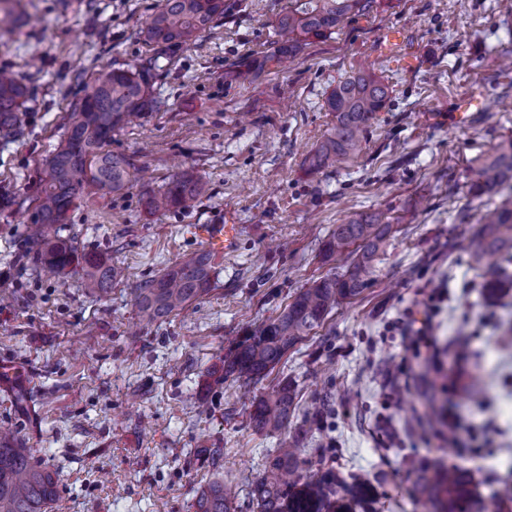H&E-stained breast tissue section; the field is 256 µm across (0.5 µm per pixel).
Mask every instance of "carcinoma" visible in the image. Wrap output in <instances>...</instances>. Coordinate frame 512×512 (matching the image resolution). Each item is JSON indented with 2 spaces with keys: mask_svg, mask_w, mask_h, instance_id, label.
<instances>
[{
  "mask_svg": "<svg viewBox=\"0 0 512 512\" xmlns=\"http://www.w3.org/2000/svg\"><path fill=\"white\" fill-rule=\"evenodd\" d=\"M376 0H292L276 21L275 53L290 58L300 54L305 41L322 38L342 28L356 14L371 11ZM224 13V0H164L142 31L145 42L160 48L194 40ZM149 69L129 65L111 68L98 78L67 114L61 140L44 163L38 204L27 225L33 259L42 267L64 274L81 272L85 286L106 294L122 279L123 270L101 252L86 251L71 238L51 234L66 223L77 201L97 193L118 194L136 179L133 164L107 150L112 132L131 118L160 108L151 97ZM28 85L0 69V133H17L25 125ZM390 99L385 79L370 69H359L342 78L324 101L335 123L308 162L313 174L362 150L363 134ZM512 189V138L503 140L479 168V179L470 194L479 198L503 185ZM204 191L194 172L186 170L158 194L143 199L153 214L186 208ZM393 225L382 214H363L338 224L322 247L326 258L340 257L345 265L301 289L276 317L254 326L208 371L216 382L231 378L256 385L292 349L316 333L329 314L360 295L376 272L379 253L392 236ZM471 240V262L483 268L487 256L500 255L495 270L484 284V297L497 298L512 287V197H508L481 222ZM212 259L194 252L161 275L139 283L134 299L141 320L156 323L168 319L210 291ZM295 384L284 381L251 402L252 427L266 435H280L297 406ZM252 512H330L328 484L314 480L303 467L299 449L288 440L279 442L262 473L248 482ZM440 512H485L469 482L459 471L448 469L430 490ZM58 497V483L47 466L37 462L14 436H0V512H48ZM195 512H238L235 495L221 480H212L197 493Z\"/></svg>",
  "mask_w": 512,
  "mask_h": 512,
  "instance_id": "1",
  "label": "carcinoma"
}]
</instances>
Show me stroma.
I'll list each match as a JSON object with an SVG mask.
<instances>
[{"mask_svg":"<svg viewBox=\"0 0 512 512\" xmlns=\"http://www.w3.org/2000/svg\"><path fill=\"white\" fill-rule=\"evenodd\" d=\"M289 0H224L191 44L149 47L140 35L161 0H23L32 22L0 23V68L32 89L28 120L0 136V186L24 198L0 214V429L56 472L49 512H194L220 478L237 504L278 437L249 423L253 397L290 379L301 391L287 437L336 497L367 486L352 512H433L425 489L459 469L489 512H512V290L485 301L457 237L458 213L483 215L512 188L468 192L480 159L512 136V12L501 0H377L291 61L267 62ZM403 34L387 51L388 31ZM413 53L414 69L403 65ZM150 63L164 110L112 134L110 148L144 177L68 214L67 235L124 270L101 297L79 274L37 268L23 213L70 105L105 70ZM370 68L391 87L362 152L318 173L307 158L334 117L337 80ZM484 98L467 125L451 115ZM190 169L205 191L186 209L149 214L141 199ZM378 211L393 224L377 278L334 310L262 383L207 372L245 330L276 316L334 261L335 225ZM239 227L213 258L212 289L161 323L140 322L132 290L202 249L192 228ZM30 397L13 403L16 387ZM224 451L221 469L202 449Z\"/></svg>","mask_w":512,"mask_h":512,"instance_id":"35a3bbf8","label":"stroma"}]
</instances>
